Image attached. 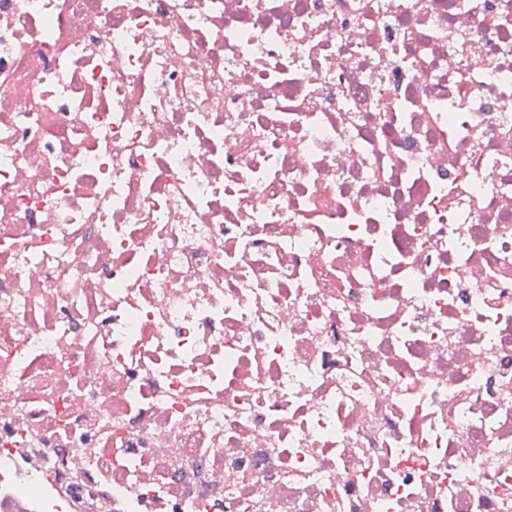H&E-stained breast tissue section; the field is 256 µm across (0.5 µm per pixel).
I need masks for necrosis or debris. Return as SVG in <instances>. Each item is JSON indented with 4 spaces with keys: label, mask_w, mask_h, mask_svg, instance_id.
Segmentation results:
<instances>
[{
    "label": "necrosis or debris",
    "mask_w": 512,
    "mask_h": 512,
    "mask_svg": "<svg viewBox=\"0 0 512 512\" xmlns=\"http://www.w3.org/2000/svg\"><path fill=\"white\" fill-rule=\"evenodd\" d=\"M73 503L512 512V0H0V505Z\"/></svg>",
    "instance_id": "obj_1"
}]
</instances>
